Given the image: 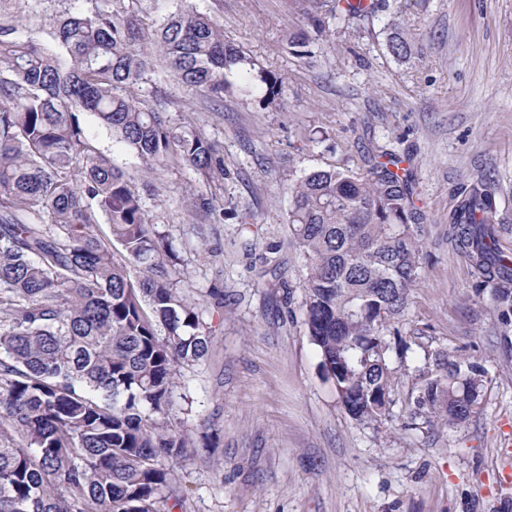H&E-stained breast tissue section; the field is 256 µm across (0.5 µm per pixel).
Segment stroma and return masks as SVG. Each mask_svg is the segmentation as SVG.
Instances as JSON below:
<instances>
[{
    "label": "stroma",
    "instance_id": "1",
    "mask_svg": "<svg viewBox=\"0 0 512 512\" xmlns=\"http://www.w3.org/2000/svg\"><path fill=\"white\" fill-rule=\"evenodd\" d=\"M228 40L286 79V108L242 97L207 100L167 77L171 114L202 126L224 150V198L256 223L194 208L207 182L166 165L151 181L109 130L87 122L96 147L139 191L172 243L209 338L183 367L174 415L192 441L175 466L172 512H512V349L489 294L475 295L467 258L448 241V213L473 178L500 181L512 221V0H404L413 41L387 49L385 16L335 32L316 65L287 54L295 22L285 0H193ZM75 0H6L0 22L45 43ZM406 158L428 222L422 279L391 346L483 365L481 408L458 426L408 429L398 373L384 423L350 418L304 324L305 259L288 224L289 174L360 166L375 146Z\"/></svg>",
    "mask_w": 512,
    "mask_h": 512
}]
</instances>
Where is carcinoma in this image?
<instances>
[{
    "label": "carcinoma",
    "instance_id": "1",
    "mask_svg": "<svg viewBox=\"0 0 512 512\" xmlns=\"http://www.w3.org/2000/svg\"><path fill=\"white\" fill-rule=\"evenodd\" d=\"M42 44L0 24V512H167L170 461L187 439L175 423L179 367L208 351L195 309L177 291L176 263L141 196L94 145L86 114L133 150L145 171L224 169L218 144L170 116L160 72L221 99L268 106L283 78L256 68L191 0L153 15L142 0H85ZM306 27L288 53L313 47L338 22L390 15L388 50L411 55L394 0H291ZM394 148L363 166L289 179L288 224L307 266L305 324L346 412L388 420L394 403L386 332L421 279V225L410 175ZM498 183L482 175L448 213V236L470 262L476 294L490 291L512 330V254ZM197 207L224 215V200ZM109 225L103 233L99 224ZM407 426L466 422L481 407L487 371L443 350L406 364Z\"/></svg>",
    "mask_w": 512,
    "mask_h": 512
}]
</instances>
